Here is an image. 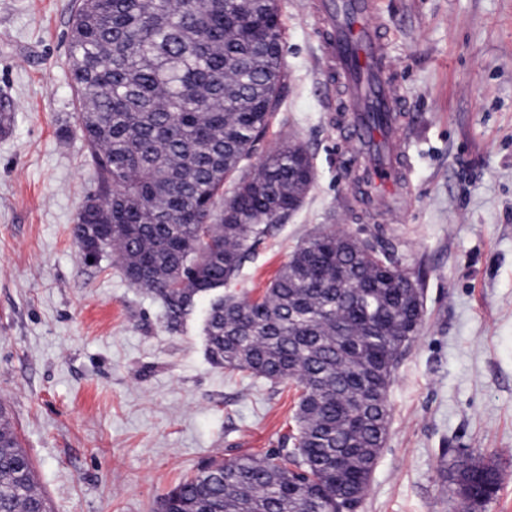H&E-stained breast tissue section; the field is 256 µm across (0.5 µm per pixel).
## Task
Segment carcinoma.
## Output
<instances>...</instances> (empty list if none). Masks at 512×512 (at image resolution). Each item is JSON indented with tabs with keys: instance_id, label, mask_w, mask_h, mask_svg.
Here are the masks:
<instances>
[{
	"instance_id": "cac0c4a2",
	"label": "carcinoma",
	"mask_w": 512,
	"mask_h": 512,
	"mask_svg": "<svg viewBox=\"0 0 512 512\" xmlns=\"http://www.w3.org/2000/svg\"><path fill=\"white\" fill-rule=\"evenodd\" d=\"M278 0H75L69 70L98 181L73 227L164 304L170 324L235 280L255 245L314 182L288 143L237 174L278 111L285 72ZM234 178L229 196L224 182ZM419 281L393 249L322 231L301 241L263 297L229 292L204 326L217 366L302 394L293 447L213 458L156 512H342L364 498L383 448L395 371L423 321ZM471 458L449 476L469 512L495 492ZM0 512H49L33 462L0 408Z\"/></svg>"
}]
</instances>
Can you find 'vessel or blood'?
Listing matches in <instances>:
<instances>
[{"instance_id": "b4317fda", "label": "vessel or blood", "mask_w": 512, "mask_h": 512, "mask_svg": "<svg viewBox=\"0 0 512 512\" xmlns=\"http://www.w3.org/2000/svg\"><path fill=\"white\" fill-rule=\"evenodd\" d=\"M313 11L327 78L342 79L345 85L347 149L360 155L381 130L389 141H396L401 96L395 63L378 27L370 22L378 12V0H314ZM403 169L400 154L390 151L382 164L371 168L368 181H351L350 189L366 209L381 212L387 223H401L398 195L405 181Z\"/></svg>"}]
</instances>
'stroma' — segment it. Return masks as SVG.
<instances>
[{
	"label": "stroma",
	"mask_w": 512,
	"mask_h": 512,
	"mask_svg": "<svg viewBox=\"0 0 512 512\" xmlns=\"http://www.w3.org/2000/svg\"><path fill=\"white\" fill-rule=\"evenodd\" d=\"M75 0H0V407L51 512H155L209 458L291 447L300 386L229 373L206 353L209 297L177 327L118 262L72 236L97 193L68 66ZM286 86L256 151L298 140L316 180L234 281L263 296L302 238L391 247L424 287L421 332L388 391L390 419L357 512H461L464 457L499 473L478 512H512V0H379L406 115L401 224L349 201L343 87L325 90L311 0H279Z\"/></svg>",
	"instance_id": "35a3bbf8"
}]
</instances>
